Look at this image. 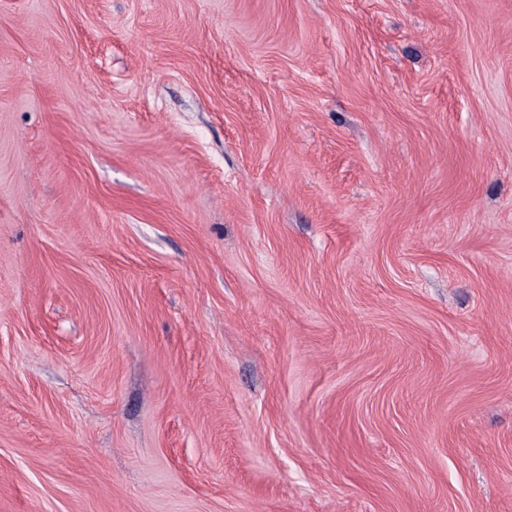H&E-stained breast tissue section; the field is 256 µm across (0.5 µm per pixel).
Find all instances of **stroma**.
I'll return each instance as SVG.
<instances>
[{
  "mask_svg": "<svg viewBox=\"0 0 512 512\" xmlns=\"http://www.w3.org/2000/svg\"><path fill=\"white\" fill-rule=\"evenodd\" d=\"M0 512H512V0H0Z\"/></svg>",
  "mask_w": 512,
  "mask_h": 512,
  "instance_id": "obj_1",
  "label": "stroma"
}]
</instances>
